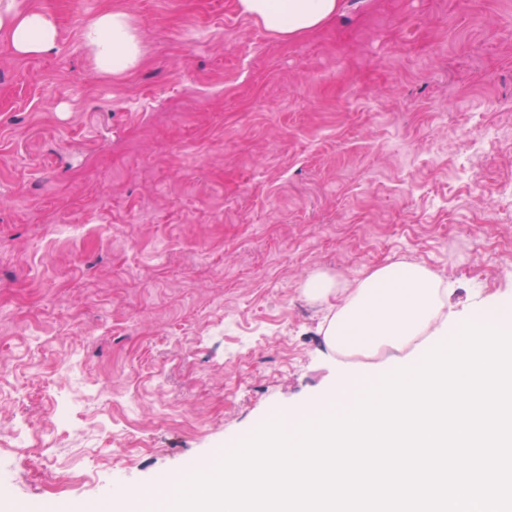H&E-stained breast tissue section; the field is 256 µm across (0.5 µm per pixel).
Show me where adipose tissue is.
Returning <instances> with one entry per match:
<instances>
[{"label":"adipose tissue","mask_w":512,"mask_h":512,"mask_svg":"<svg viewBox=\"0 0 512 512\" xmlns=\"http://www.w3.org/2000/svg\"><path fill=\"white\" fill-rule=\"evenodd\" d=\"M342 0H238L239 13L261 24L280 39L314 31L336 16ZM0 32L20 56L44 55L57 45L54 19L41 11L22 7L20 0H0ZM100 72L121 75L142 60L140 40L129 15L106 11L93 18L82 32Z\"/></svg>","instance_id":"obj_1"}]
</instances>
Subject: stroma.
I'll list each match as a JSON object with an SVG mask.
<instances>
[{
	"label": "stroma",
	"instance_id": "35a3bbf8",
	"mask_svg": "<svg viewBox=\"0 0 512 512\" xmlns=\"http://www.w3.org/2000/svg\"><path fill=\"white\" fill-rule=\"evenodd\" d=\"M22 4L59 36H0V431L39 438L0 449V512H123L323 394L316 272L512 294V0H343L291 41L237 0ZM112 9L120 76L73 25ZM100 72L121 75L142 60L140 40L129 15L121 10L106 11L93 18L82 32Z\"/></svg>",
	"mask_w": 512,
	"mask_h": 512
}]
</instances>
